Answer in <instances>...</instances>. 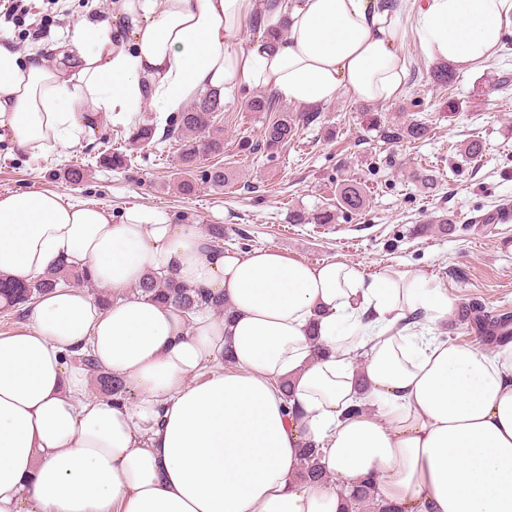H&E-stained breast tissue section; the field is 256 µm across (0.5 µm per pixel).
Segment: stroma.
I'll list each match as a JSON object with an SVG mask.
<instances>
[{"mask_svg":"<svg viewBox=\"0 0 512 512\" xmlns=\"http://www.w3.org/2000/svg\"><path fill=\"white\" fill-rule=\"evenodd\" d=\"M23 19L5 21L0 2V38H10L23 52L52 55L58 42L94 15L112 10V0H31ZM416 7L402 18L400 50L409 66L404 89L393 99L367 102L347 95L320 105V119L299 127L294 141L277 157L240 155L239 138H260L274 118L247 112L232 95L214 125L224 133L219 162L231 172L230 187L202 188L187 198L173 188L178 170L174 141L131 150L127 168L112 170L97 162L99 131L88 132L80 146L63 154H21L0 142V193L17 190L67 191L108 207L114 216L134 206H153L178 215L188 213L199 228L221 224L229 229L225 244L267 248L320 262L336 259L357 265L366 278L389 269L422 271L447 288L456 306L482 298L489 306L512 309V220L480 224L476 218L494 206L512 207V52L498 55L470 74H453L440 85L433 74L441 65L420 49ZM46 35L34 40L36 25ZM459 110L449 113L448 99ZM420 120L430 127L426 139L390 144L375 130L376 121ZM485 144L481 158L461 157L472 138ZM83 167L79 182L69 181L70 165ZM435 170L438 186L426 194L408 173ZM353 178L367 185L362 214L335 224H292L291 211L327 206L335 180ZM255 185L244 192V183ZM455 221L451 231L439 221Z\"/></svg>","mask_w":512,"mask_h":512,"instance_id":"stroma-1","label":"stroma"}]
</instances>
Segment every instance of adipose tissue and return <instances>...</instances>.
Returning <instances> with one entry per match:
<instances>
[{"label":"adipose tissue","instance_id":"1","mask_svg":"<svg viewBox=\"0 0 512 512\" xmlns=\"http://www.w3.org/2000/svg\"><path fill=\"white\" fill-rule=\"evenodd\" d=\"M401 13L394 0H113L52 58L0 38V141L56 153L96 118L130 125L143 103L169 115L246 83L297 106L387 100L408 79ZM417 15L423 54L465 73L512 35V0H424ZM251 16L286 23V38L240 43ZM62 264L124 295L104 308L60 284L0 336V512H345L362 480L403 512H512V345L488 355L434 336L455 304L426 274L368 280L342 261L214 247L155 207L117 220L66 191L0 194V276ZM151 272L223 296L232 317L135 294ZM86 351L132 400L90 395L65 360ZM308 440L326 481L297 478Z\"/></svg>","mask_w":512,"mask_h":512}]
</instances>
